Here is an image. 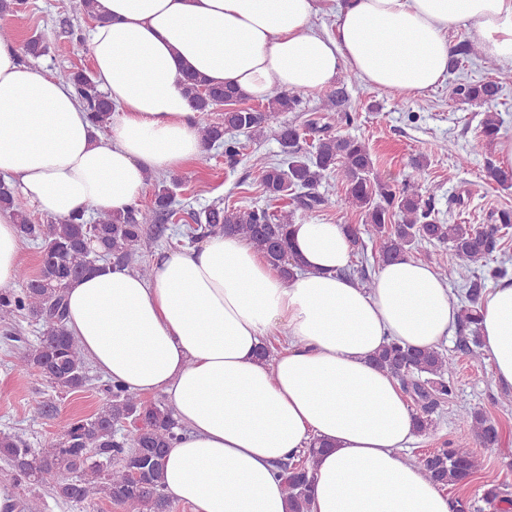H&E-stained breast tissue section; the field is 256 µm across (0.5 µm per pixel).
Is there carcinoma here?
<instances>
[{
    "mask_svg": "<svg viewBox=\"0 0 512 512\" xmlns=\"http://www.w3.org/2000/svg\"><path fill=\"white\" fill-rule=\"evenodd\" d=\"M46 52L47 45L38 35L22 44L24 59H36ZM478 55L476 44L462 41L453 48L449 68L457 70ZM62 78L73 83L95 126L107 127L113 107L95 79L83 70L65 71ZM511 81V74L502 73L487 81L460 82L453 88L457 98L485 108L481 126L488 145L498 139L502 125L492 103L503 85ZM185 89L191 108L199 114L198 134L204 147L224 148V163L230 168L240 162L241 156L235 134L260 138L277 115L303 111L300 94L290 90L272 89L259 110L241 105L243 95L212 86L201 74L185 75ZM338 107L333 93L324 106L326 115L320 117L323 124L315 120L302 125L284 122L274 130L286 163L253 157L252 167L260 177L266 205L242 208L215 203L190 211L182 236L193 242L201 234L242 235L269 265L290 279L298 267L288 238L294 213L277 215L271 211L270 203L291 198L306 209L324 205L328 199L316 189L336 175L342 185L338 203L364 217V224L346 227L351 244L363 249V237H368L379 263L422 253L435 243L448 245L452 261L441 269V275L463 281L465 304L461 306L459 322L472 329V338L463 340L460 349L480 360L477 314L486 278L476 274L473 266L500 251L499 233L512 226V210H500L495 223L483 227L443 222L435 211L433 197L422 191L418 179L426 167L424 158L412 159L414 174L399 185L379 178L363 141L331 133L332 123L350 122L348 113L338 111ZM305 128L322 133L321 138L306 145L301 133ZM485 176L504 190L512 189V169H503L491 158L487 159ZM177 186L176 179L155 183L153 205L145 211L134 205L123 213L102 211L87 219L79 212L67 219L50 218L35 224L24 197L0 182V208L12 212L19 236L36 242L40 249L36 272L21 268L17 271L21 291L0 290L1 323L9 324L24 314L43 326L37 346L18 354L21 370L42 374L66 393L84 387L85 359L63 325L67 284L100 261L150 277L152 268L141 256L152 248L154 239L146 235L145 225L164 224L176 215L172 205ZM372 362L401 383L415 405L417 433H427L433 426V412L453 394L454 385L447 378L448 355L437 347L417 349L391 342L380 349ZM106 393L97 412L71 421L61 435L45 439L37 448L17 435L0 433V457L19 479L30 484L42 482L51 474H69L54 485L57 496L69 502L89 506L97 500H108L123 512H172V502L164 492V459L181 431L173 410L163 403H147L118 384L108 385ZM460 420L483 447L492 448L498 443L499 429L484 411L469 410L460 415ZM324 447L326 444L314 440L302 462L292 460L278 465L285 479L289 512H310V461ZM420 466L428 480L441 488L463 490L476 475H482L481 500L496 509L512 499L505 494L498 476L483 471L482 462L468 441L435 449L421 459Z\"/></svg>",
    "mask_w": 512,
    "mask_h": 512,
    "instance_id": "1",
    "label": "carcinoma"
}]
</instances>
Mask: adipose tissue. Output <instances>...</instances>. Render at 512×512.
I'll return each mask as SVG.
<instances>
[{"label":"adipose tissue","mask_w":512,"mask_h":512,"mask_svg":"<svg viewBox=\"0 0 512 512\" xmlns=\"http://www.w3.org/2000/svg\"><path fill=\"white\" fill-rule=\"evenodd\" d=\"M321 0H94L87 45L114 114L92 124L74 86L0 40V180L46 217L122 212L148 177L201 157L184 93L195 72L244 96L366 85L421 94L448 75L450 31L512 67V0H337L328 34ZM302 269L284 279L238 235H212L159 259L150 278L99 262L66 290L67 332L104 379L165 393L183 426L165 490L191 512H288L278 463L310 441L311 512H452L450 497L403 456L414 416L399 383L371 359L396 341L437 346L459 307L429 264L381 266L372 287L347 276L341 224L290 228ZM19 234L0 210V288L13 285ZM484 362L512 389V281L479 308ZM283 335L273 361L256 352Z\"/></svg>","instance_id":"ef3b65f1"}]
</instances>
